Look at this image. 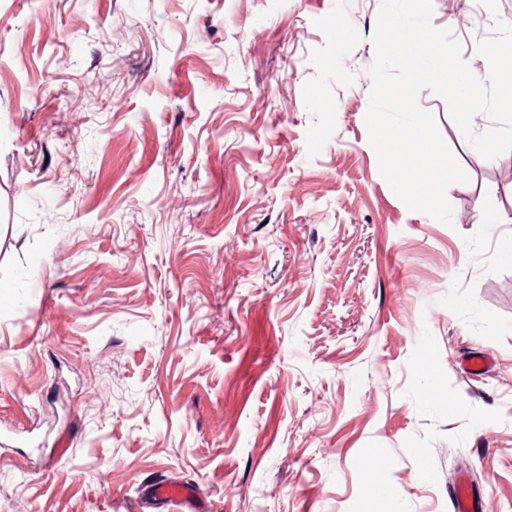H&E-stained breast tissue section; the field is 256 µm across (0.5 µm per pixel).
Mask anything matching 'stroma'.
<instances>
[{
  "label": "stroma",
  "mask_w": 512,
  "mask_h": 512,
  "mask_svg": "<svg viewBox=\"0 0 512 512\" xmlns=\"http://www.w3.org/2000/svg\"><path fill=\"white\" fill-rule=\"evenodd\" d=\"M379 8L0 0V512H512V152L423 90L469 180L405 205ZM497 18L433 0L476 75ZM150 488L156 498L173 503L178 510H188L186 512H200V509L186 507L189 504L191 494L190 490L183 484L160 482L151 485Z\"/></svg>",
  "instance_id": "1"
}]
</instances>
